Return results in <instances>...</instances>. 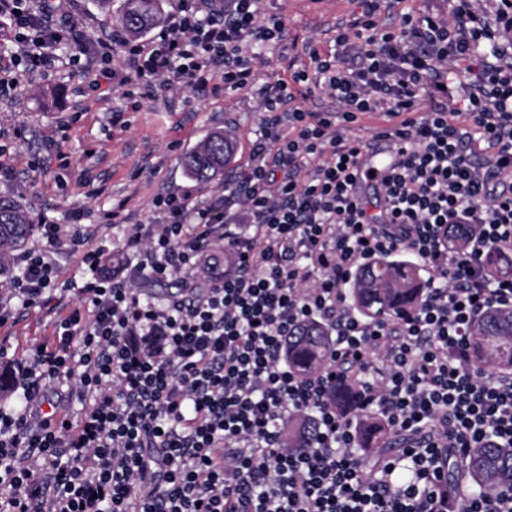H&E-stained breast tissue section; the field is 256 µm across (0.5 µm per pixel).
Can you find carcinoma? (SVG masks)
<instances>
[{
	"label": "carcinoma",
	"instance_id": "carcinoma-1",
	"mask_svg": "<svg viewBox=\"0 0 512 512\" xmlns=\"http://www.w3.org/2000/svg\"><path fill=\"white\" fill-rule=\"evenodd\" d=\"M106 10L107 20L118 23L133 38L158 27L164 18L163 0H123L118 14L112 15V0H97ZM235 162V133L229 128L211 132L183 158V165L192 179L207 184L223 174ZM31 223L20 205L0 199V248H16L28 238ZM492 277L512 276V255H497L488 266ZM429 286L427 269L397 250L356 267L347 291L350 311L362 319L399 321L415 314ZM474 360L487 372L512 370V311L491 309L476 324L473 331ZM327 330L319 325L299 329L288 341L286 360L293 372L305 378L316 373L327 361L329 350ZM360 378L348 375L336 390L334 404L340 411L349 405L360 391ZM314 423L307 417L298 418L284 427L288 445L302 435L314 437ZM394 435L384 420L365 412L358 419L357 447L389 448ZM466 474L476 489H497L512 486V447L475 449L463 462H448V474Z\"/></svg>",
	"mask_w": 512,
	"mask_h": 512
}]
</instances>
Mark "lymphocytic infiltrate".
Returning a JSON list of instances; mask_svg holds the SVG:
<instances>
[{"instance_id": "1", "label": "lymphocytic infiltrate", "mask_w": 512, "mask_h": 512, "mask_svg": "<svg viewBox=\"0 0 512 512\" xmlns=\"http://www.w3.org/2000/svg\"><path fill=\"white\" fill-rule=\"evenodd\" d=\"M173 2L155 36L88 41L59 0H0L22 68L0 97L46 75L63 44L107 94L133 82L154 97L246 90L261 62L251 45L285 38L261 0ZM398 2L361 0L327 50L309 47L308 65L267 86L246 168L204 201L157 196L152 221L127 235L123 272L79 234L78 298L18 362L20 407L0 405V512H512L511 488L448 477L449 460L512 447V374L477 371L471 346L482 312L512 308V277L486 272L512 253V0H448L379 24ZM315 93L331 108L295 106ZM373 113L395 161L372 200L357 192L367 146L343 131ZM458 224L473 231L454 250ZM36 231L40 248L14 254L0 281V328L71 290L53 257L67 230ZM399 249L431 273L421 309L396 325L356 317L353 269ZM177 275L205 286L170 299L140 288ZM310 321L331 327L332 350L301 381L282 347ZM349 367L364 383L358 412L385 419L396 453H355V414L329 403ZM63 376L77 412L47 390ZM297 413L315 419L314 447L281 444Z\"/></svg>"}]
</instances>
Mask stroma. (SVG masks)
<instances>
[{
	"instance_id": "35a3bbf8",
	"label": "stroma",
	"mask_w": 512,
	"mask_h": 512,
	"mask_svg": "<svg viewBox=\"0 0 512 512\" xmlns=\"http://www.w3.org/2000/svg\"><path fill=\"white\" fill-rule=\"evenodd\" d=\"M262 8L284 15L287 34L261 47L270 64L245 92L177 91L158 99L137 88L129 97L120 91L106 97L70 65L71 47L60 46L48 77L21 81L12 100L0 101V198L20 204L34 221L95 229L96 245L121 267L126 230L148 222L155 196L189 190L203 199L223 191L224 179L202 185L188 178L184 154L209 132L232 126L230 171L240 173L262 124V89L287 77L289 66L308 64L307 44L327 47L337 22L361 11L358 0H264ZM117 115L122 124H114ZM58 147L69 167L37 170ZM53 320L47 309H23L15 325L0 328V337L9 351L25 355L51 336Z\"/></svg>"
}]
</instances>
